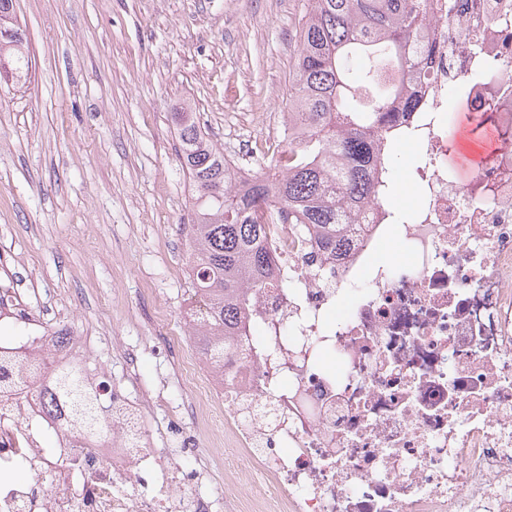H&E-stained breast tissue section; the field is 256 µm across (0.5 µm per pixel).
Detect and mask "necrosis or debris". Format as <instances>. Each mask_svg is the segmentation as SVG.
<instances>
[{
  "instance_id": "4bbe7bcc",
  "label": "necrosis or debris",
  "mask_w": 512,
  "mask_h": 512,
  "mask_svg": "<svg viewBox=\"0 0 512 512\" xmlns=\"http://www.w3.org/2000/svg\"><path fill=\"white\" fill-rule=\"evenodd\" d=\"M413 50L403 86L422 106L410 119L425 156L414 171L421 207L390 225L369 206L345 260L275 225L274 285L223 359L201 336L186 362L189 392L210 400L231 451L223 491L180 488L144 402L120 390L94 442L45 413L53 369L78 364L102 385L96 348L73 324L34 319L0 259V324H24L0 341V512H512V0H459ZM489 61L491 85L449 94ZM461 103L491 114L497 137L465 180L448 168L445 128ZM391 233L408 262L373 263Z\"/></svg>"
}]
</instances>
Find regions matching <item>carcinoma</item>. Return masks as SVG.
Segmentation results:
<instances>
[{
  "label": "carcinoma",
  "instance_id": "1",
  "mask_svg": "<svg viewBox=\"0 0 512 512\" xmlns=\"http://www.w3.org/2000/svg\"><path fill=\"white\" fill-rule=\"evenodd\" d=\"M437 7L451 14L456 0L438 6L432 0H307L292 64L288 138L269 169L250 175L242 189L195 113H171L191 190L188 278L205 300L192 335L215 330L217 351L224 337L237 335L241 307L273 276V254L260 241L283 213L299 233L313 229L323 249L343 255L345 227L394 193L392 146L407 134L398 122L419 105L396 81L415 68L407 45ZM24 41L14 0H0V67L10 64L7 80L29 69ZM81 374L75 366L55 375L48 412L60 411L61 401L82 432L98 435L106 403Z\"/></svg>",
  "mask_w": 512,
  "mask_h": 512
}]
</instances>
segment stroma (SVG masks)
Here are the masks:
<instances>
[{
	"label": "stroma",
	"instance_id": "1",
	"mask_svg": "<svg viewBox=\"0 0 512 512\" xmlns=\"http://www.w3.org/2000/svg\"><path fill=\"white\" fill-rule=\"evenodd\" d=\"M306 0H15L32 60L25 86H0V237L20 260L12 285L32 313L112 337L98 369L131 398L150 396L155 445L207 487L224 484V440L200 428L205 458L180 448L194 419L180 372L193 344L180 225L190 187L170 114L191 106L236 166L284 140L295 32ZM490 123L448 114V165L486 161ZM416 143L393 146L388 208L419 203Z\"/></svg>",
	"mask_w": 512,
	"mask_h": 512
}]
</instances>
